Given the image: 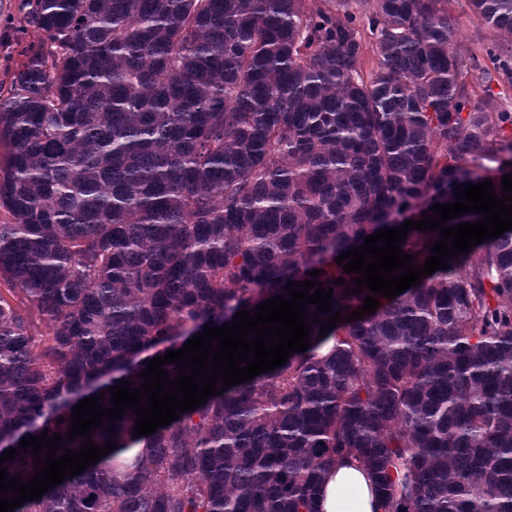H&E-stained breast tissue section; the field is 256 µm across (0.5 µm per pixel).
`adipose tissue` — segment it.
<instances>
[{
  "instance_id": "obj_1",
  "label": "adipose tissue",
  "mask_w": 512,
  "mask_h": 512,
  "mask_svg": "<svg viewBox=\"0 0 512 512\" xmlns=\"http://www.w3.org/2000/svg\"><path fill=\"white\" fill-rule=\"evenodd\" d=\"M319 512H384L370 471L356 460L336 464L323 481Z\"/></svg>"
}]
</instances>
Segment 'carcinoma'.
Returning a JSON list of instances; mask_svg holds the SVG:
<instances>
[{
    "instance_id": "cac0c4a2",
    "label": "carcinoma",
    "mask_w": 512,
    "mask_h": 512,
    "mask_svg": "<svg viewBox=\"0 0 512 512\" xmlns=\"http://www.w3.org/2000/svg\"><path fill=\"white\" fill-rule=\"evenodd\" d=\"M468 2L512 36V0ZM30 23L50 48L0 99V281L50 338L34 354L0 296L12 478L34 477L23 438L80 447L72 408L140 387L149 347L315 269L333 310L358 311L371 291L345 293L357 274L336 257L512 174V112L469 92L448 0H376L368 82L356 16L312 0H37ZM439 238L413 229L401 248L421 266ZM446 263L142 440L133 409L114 437L104 420L92 439L118 448L14 512H318L343 458L385 512H512V230Z\"/></svg>"
}]
</instances>
